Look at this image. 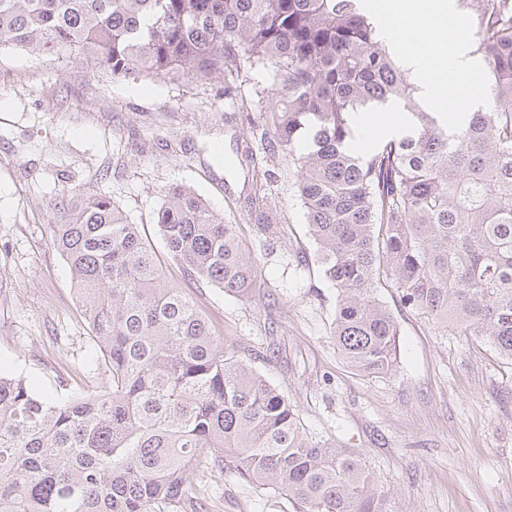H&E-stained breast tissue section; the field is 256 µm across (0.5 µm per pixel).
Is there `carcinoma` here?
<instances>
[{"mask_svg": "<svg viewBox=\"0 0 512 512\" xmlns=\"http://www.w3.org/2000/svg\"><path fill=\"white\" fill-rule=\"evenodd\" d=\"M458 7L488 81L460 127L416 102L357 0H0V46L115 78L271 70L257 120L296 166L315 257L336 288V349L358 372L388 374L399 329L378 290L390 285L406 307L512 361V0ZM391 102L410 109L405 126L359 147L355 113ZM250 215L273 234L266 202ZM154 224L162 257L107 196L51 225L108 385L52 401L0 372V512H182L188 474L207 461L304 512H391L364 459L304 435L296 406L166 280L164 257L249 295L258 259L236 225L186 187Z\"/></svg>", "mask_w": 512, "mask_h": 512, "instance_id": "1", "label": "carcinoma"}]
</instances>
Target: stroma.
<instances>
[{
  "label": "stroma",
  "instance_id": "stroma-1",
  "mask_svg": "<svg viewBox=\"0 0 512 512\" xmlns=\"http://www.w3.org/2000/svg\"><path fill=\"white\" fill-rule=\"evenodd\" d=\"M268 83L260 68L244 80L116 79L0 49V371L51 400L100 390L107 377L93 364L50 227L66 221L74 191L102 194L159 252L155 214L172 188L191 187L237 225L259 259L256 284L238 297L171 262L165 276L187 289L225 347L290 398L307 432L360 454L390 490L392 512H512V361L383 288L399 323L397 369L363 376L346 365L331 336L336 290L313 261L297 170L253 124L270 106L255 94ZM245 139L261 175L235 162ZM256 193L277 212L270 241L252 226ZM189 481L209 512H300L213 465L194 468Z\"/></svg>",
  "mask_w": 512,
  "mask_h": 512
}]
</instances>
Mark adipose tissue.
<instances>
[{
	"label": "adipose tissue",
	"mask_w": 512,
	"mask_h": 512,
	"mask_svg": "<svg viewBox=\"0 0 512 512\" xmlns=\"http://www.w3.org/2000/svg\"><path fill=\"white\" fill-rule=\"evenodd\" d=\"M371 9L384 37L402 50V62L415 75L420 96L446 112L451 123L464 122L478 101L482 72L464 36L446 35L451 0H408L412 21L402 27L392 20L396 0H372Z\"/></svg>",
	"instance_id": "adipose-tissue-1"
}]
</instances>
